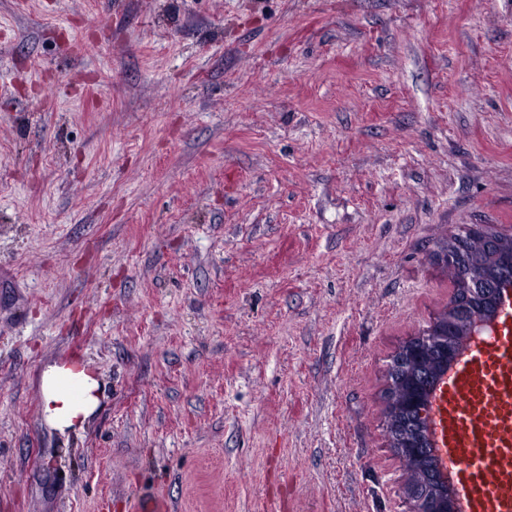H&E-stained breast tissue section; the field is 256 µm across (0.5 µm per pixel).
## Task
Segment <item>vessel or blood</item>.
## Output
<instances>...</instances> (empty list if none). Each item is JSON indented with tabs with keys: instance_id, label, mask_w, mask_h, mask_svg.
Listing matches in <instances>:
<instances>
[{
	"instance_id": "obj_1",
	"label": "vessel or blood",
	"mask_w": 512,
	"mask_h": 512,
	"mask_svg": "<svg viewBox=\"0 0 512 512\" xmlns=\"http://www.w3.org/2000/svg\"><path fill=\"white\" fill-rule=\"evenodd\" d=\"M429 436L460 512H512V289L487 337L466 345L431 395ZM127 512H167L139 490Z\"/></svg>"
}]
</instances>
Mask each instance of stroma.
Listing matches in <instances>:
<instances>
[{
  "label": "stroma",
  "instance_id": "35a3bbf8",
  "mask_svg": "<svg viewBox=\"0 0 512 512\" xmlns=\"http://www.w3.org/2000/svg\"><path fill=\"white\" fill-rule=\"evenodd\" d=\"M476 224L512 0H0V512H408L388 366ZM40 382L44 422L61 434L83 431L100 406L98 373L80 357L71 356L48 365ZM127 512H167V505L153 491L140 489L126 504Z\"/></svg>",
  "mask_w": 512,
  "mask_h": 512
}]
</instances>
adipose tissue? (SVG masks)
Wrapping results in <instances>:
<instances>
[{
  "instance_id": "1",
  "label": "adipose tissue",
  "mask_w": 512,
  "mask_h": 512,
  "mask_svg": "<svg viewBox=\"0 0 512 512\" xmlns=\"http://www.w3.org/2000/svg\"><path fill=\"white\" fill-rule=\"evenodd\" d=\"M40 382L44 422L62 434L83 431L100 406L98 373L80 357L71 356L48 365Z\"/></svg>"
}]
</instances>
